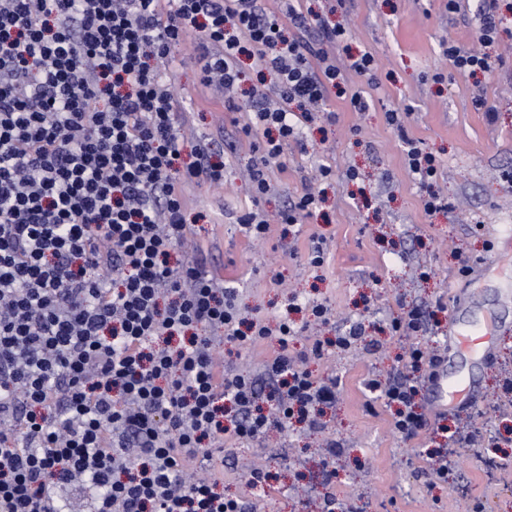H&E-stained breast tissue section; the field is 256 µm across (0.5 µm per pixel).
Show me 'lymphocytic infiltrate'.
<instances>
[{"instance_id": "1", "label": "lymphocytic infiltrate", "mask_w": 512, "mask_h": 512, "mask_svg": "<svg viewBox=\"0 0 512 512\" xmlns=\"http://www.w3.org/2000/svg\"><path fill=\"white\" fill-rule=\"evenodd\" d=\"M198 25L201 83L223 88L225 109L243 108L238 59L253 60L241 130L263 133L255 197L273 191L270 172L285 170L329 89L363 112L379 86L375 57L350 53L343 24L303 41L314 22L294 0H0V512H61L74 488L91 492L90 512H247L221 491L223 473L192 478L197 462L297 420L320 428L316 406L336 401L335 378L289 356L294 321H244L234 289L171 257L195 233L190 189L224 181L206 143L181 161L172 49ZM386 119L425 212L447 209L438 158L401 112ZM270 337L279 348L257 377L215 355ZM440 362L415 345L393 378L365 384L402 440L429 426L445 438L427 455L431 484L455 479L456 449L474 436L421 409Z\"/></svg>"}]
</instances>
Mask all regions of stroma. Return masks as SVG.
<instances>
[{"instance_id": "stroma-1", "label": "stroma", "mask_w": 512, "mask_h": 512, "mask_svg": "<svg viewBox=\"0 0 512 512\" xmlns=\"http://www.w3.org/2000/svg\"><path fill=\"white\" fill-rule=\"evenodd\" d=\"M301 7L326 22L346 23L349 46L375 56L380 87L368 91L364 112L328 94L324 109L334 120L319 119L304 129L301 145L288 150L286 170L270 174L274 193L262 199H255L248 177L254 160L249 139L225 111L223 93L200 83L198 31H190L174 52L177 94L193 115L183 130L182 158L192 162L197 141L209 139L224 162L223 187L194 191L196 251L207 266L219 269L239 304L268 325L288 306H298L294 318L305 331L290 342L289 353L304 358L316 377L333 374L340 380L323 429L297 426L286 435L273 433L270 448H225L224 493L247 498L253 512H322L328 494L353 502L358 512H473L479 502L483 512H512V474L496 465L501 458L512 461V443L489 457L460 449L454 484L431 487L422 473V453L441 447L443 438L429 434L402 441L385 407L371 412L365 406L369 375L394 374L402 352L401 340L383 333L385 323L415 305L437 302L441 332L451 333L457 322L494 326L489 357L453 354L441 367L449 376L471 379L473 401L462 410L478 425L512 431V412L493 409L501 370L512 366V240L494 231L512 225V182L502 177L512 169V0H460L455 13L446 11L445 0H301ZM483 10L501 20L497 39L487 45L475 39ZM447 39L477 45L490 57L491 71L476 80L457 72L441 52ZM439 72L444 79L437 83L433 77ZM479 93L489 110L475 106ZM390 109L404 113L409 137L439 159L438 184L449 211L425 214L397 134L386 122ZM323 164L336 178L298 236L249 238L238 217L251 210L276 215ZM351 168L359 173L354 183L346 178ZM315 236L327 249L318 268L306 260ZM464 263L469 271L463 275ZM425 266L431 278H421ZM309 302L327 305L330 321L316 322L305 308ZM360 319L368 328L351 349L310 357L314 340L344 332ZM277 347L273 340L248 349L226 342L217 355L226 366L256 375ZM330 439L341 451L328 481L320 450ZM254 467L271 477L262 497L247 485Z\"/></svg>"}]
</instances>
